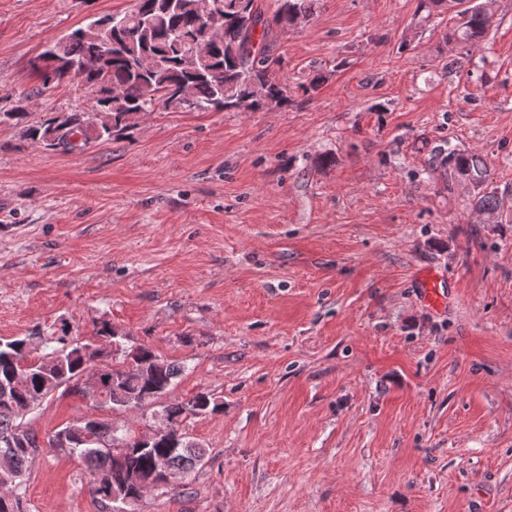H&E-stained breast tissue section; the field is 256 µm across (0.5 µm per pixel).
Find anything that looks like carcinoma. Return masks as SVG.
Here are the masks:
<instances>
[{"instance_id":"obj_1","label":"carcinoma","mask_w":512,"mask_h":512,"mask_svg":"<svg viewBox=\"0 0 512 512\" xmlns=\"http://www.w3.org/2000/svg\"><path fill=\"white\" fill-rule=\"evenodd\" d=\"M272 17H265L255 0H136L124 13L101 16L72 30L45 47L32 65L39 84L27 97L0 107V125L20 130L21 137L43 148L68 153L80 144L110 140L136 127L156 106H174L182 90L189 92L186 109L225 112L243 101L253 111L273 103L281 108L291 101L288 83L278 76L281 60L268 50L269 34L286 30L309 19L317 0H277ZM494 0H481L455 14L448 40L469 49L482 42L493 19ZM217 10L214 24L203 22ZM77 81L95 90V111L68 112V131L61 113L35 119L27 101L52 83ZM437 163L448 182H464L476 190L474 208L487 223L503 216L504 195L485 187L487 167L472 152H439ZM32 342L24 338L0 339V476L17 477L14 495H0V512H25L26 474L37 451V434L24 423L36 402L62 388L87 397L78 386L88 364L103 351L69 335L41 338L40 356L32 357ZM101 392L97 402L113 411L131 406H152L185 434L173 445L157 441L138 443V434L115 420L76 417L54 432L48 444L82 461L93 496L111 512H137L139 491L177 488L183 478L202 463L208 451L188 435L186 423L193 417L219 412L221 403L208 392L188 399H165L172 394L185 366L169 362L148 346L122 351L114 364L95 366ZM26 374L24 385H12L14 373ZM15 447H9V442ZM163 455L169 473L154 472L153 460Z\"/></svg>"}]
</instances>
